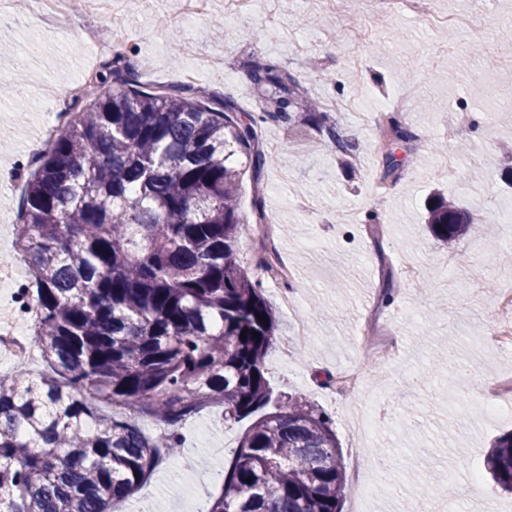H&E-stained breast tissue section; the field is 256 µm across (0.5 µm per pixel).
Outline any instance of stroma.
Wrapping results in <instances>:
<instances>
[{"label": "stroma", "instance_id": "obj_1", "mask_svg": "<svg viewBox=\"0 0 512 512\" xmlns=\"http://www.w3.org/2000/svg\"><path fill=\"white\" fill-rule=\"evenodd\" d=\"M496 6L485 18L477 16L474 0H432L436 12L474 20L473 35L465 36L437 34L421 17L392 15L379 2L365 9L363 0H336L335 12L316 14L304 25L300 19L310 13L305 0H281L277 12L260 8L225 25L217 40L211 26L223 23L224 0H213L207 19L196 22L181 20L182 0H115L125 25L84 6L52 28L28 26L19 5H6L0 11V78L22 90L26 112L20 135L13 99L0 100V179L11 184L0 191V255L15 251L28 142L48 111H77L73 89L98 76L111 53L134 62L150 59L144 82L169 86L181 82L189 64L184 56L173 59V46L192 44L213 61L195 70L194 85L257 115L267 103L247 75L249 59L291 73L320 102L353 100L358 111L370 114L368 123L347 112L329 113L328 120L358 141L364 164L338 166L313 123L269 119L260 123L259 134L276 144V163L257 175L245 173L240 183V252L251 249L252 202L262 198L278 250L294 272L289 286L309 319L308 338L292 340V320L277 290L266 288L279 320L266 376L275 394L310 402L332 418L347 480L355 478L352 410L375 413L371 458L381 449H398L397 462L369 468L362 508L343 492L342 512H416L414 478L443 467L449 470L446 482L428 491L434 512H470V502L449 493V486L490 488L484 458L498 436L512 431V417L494 418L485 410L492 384L512 375V348L493 340L499 323L494 293L512 281V263L499 259L512 251V223L496 208L497 200L512 199V172L497 163L512 144V71L491 83L481 76L488 55L503 44L502 32L512 29V0H497ZM164 15L180 21L161 25ZM409 86L415 101L428 107L416 111V139L399 146L401 166L388 177L378 147L391 116L383 104ZM450 142L470 149L455 152V174L446 179L437 169ZM437 189L493 218L491 229L448 244L435 241L423 214ZM451 253L461 254V266H444ZM407 262L423 273L434 270L436 281L404 280ZM389 288L394 298L387 302ZM375 313L399 340L395 361L377 359L362 341L365 320ZM344 369L358 371L364 384L357 395L337 401L325 386ZM244 429L203 411L183 429L186 447L196 451L195 468L183 470L171 457L114 512H145L158 503L164 512H208Z\"/></svg>", "mask_w": 512, "mask_h": 512}]
</instances>
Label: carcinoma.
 <instances>
[{
	"instance_id": "cac0c4a2",
	"label": "carcinoma",
	"mask_w": 512,
	"mask_h": 512,
	"mask_svg": "<svg viewBox=\"0 0 512 512\" xmlns=\"http://www.w3.org/2000/svg\"><path fill=\"white\" fill-rule=\"evenodd\" d=\"M249 76L280 92L258 118L191 84L157 91L119 54L97 97L35 161L16 251L41 311L32 345L46 371L0 374L6 512H112L183 452L182 423L215 405L226 423L252 422L208 512H341L346 472L332 420L273 397L265 370L278 321L263 282L237 258V161L256 173L272 161L258 122L291 118L305 90L270 64H252ZM305 120L336 153L359 150L317 103ZM471 222L451 197L427 210L442 242ZM115 403L133 414L101 409ZM142 415L168 430L147 434ZM485 466L512 493V433L495 440Z\"/></svg>"
}]
</instances>
